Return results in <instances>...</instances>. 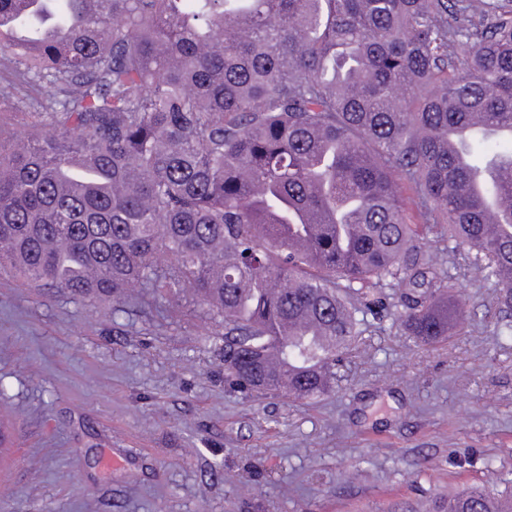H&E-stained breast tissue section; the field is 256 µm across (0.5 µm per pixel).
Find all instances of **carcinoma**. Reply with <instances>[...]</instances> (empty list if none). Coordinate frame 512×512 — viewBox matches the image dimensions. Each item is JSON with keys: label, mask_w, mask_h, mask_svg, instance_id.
Wrapping results in <instances>:
<instances>
[{"label": "carcinoma", "mask_w": 512, "mask_h": 512, "mask_svg": "<svg viewBox=\"0 0 512 512\" xmlns=\"http://www.w3.org/2000/svg\"><path fill=\"white\" fill-rule=\"evenodd\" d=\"M3 17L0 273L114 302L189 288L224 324L226 383L305 403L392 306L422 346L464 327L447 241L512 318V147L478 149L512 142V0H0ZM447 512L512 496L462 488Z\"/></svg>", "instance_id": "1"}]
</instances>
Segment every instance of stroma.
Returning a JSON list of instances; mask_svg holds the SVG:
<instances>
[{"mask_svg": "<svg viewBox=\"0 0 512 512\" xmlns=\"http://www.w3.org/2000/svg\"><path fill=\"white\" fill-rule=\"evenodd\" d=\"M464 328L423 347L373 321L312 404L224 382L223 327L191 297L47 296L0 275V512H443L512 491V330L494 284L446 259ZM447 512H512V496L491 495L485 489L471 486L448 494Z\"/></svg>", "mask_w": 512, "mask_h": 512, "instance_id": "stroma-1", "label": "stroma"}]
</instances>
